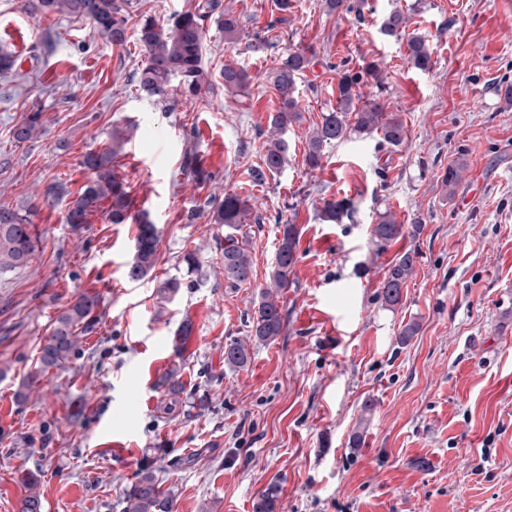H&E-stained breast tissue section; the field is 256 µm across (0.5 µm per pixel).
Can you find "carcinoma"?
Wrapping results in <instances>:
<instances>
[{"label":"carcinoma","mask_w":512,"mask_h":512,"mask_svg":"<svg viewBox=\"0 0 512 512\" xmlns=\"http://www.w3.org/2000/svg\"><path fill=\"white\" fill-rule=\"evenodd\" d=\"M128 0H38L32 7L42 13H55L60 16L89 21L97 33L116 48L128 43ZM213 20L224 31V41L228 44L239 39V21L232 14L220 9L219 0H205L194 10H188L173 18L164 29L155 19L148 17L137 27V40L148 57L145 66L138 72L140 89L160 95L166 92L173 80H178L183 91L193 97L216 92L219 86L226 90H242L250 82L245 69L229 61L220 74L221 83H215L204 69V36L208 21ZM408 17L401 11H393L385 16L381 33L395 37L405 31ZM408 62L414 68L426 72L432 67L431 52L426 41L418 36H410L406 41ZM305 53L288 51L280 58L273 71V85L282 100V107L269 118L270 134L263 146V165L251 172L257 183L265 181V172L278 173L288 164V142L284 135L288 126L301 118L297 112V102L293 97L296 89V76L310 64ZM369 76L377 86L383 85V77L375 66H368L363 73L344 74L337 84L338 97L336 110L322 115L319 124L307 146L306 165L310 169L320 166L323 149L327 145L344 139L351 133H381L383 141L397 147L404 140V124L399 116L385 112L374 103L363 108L353 107L354 99L360 97L358 88L362 76ZM40 113L29 116L28 122L16 128L13 137L24 142L35 132ZM132 136V128L116 129L108 147L91 150L84 154L82 166L91 172V178L81 186L76 199L66 215V222L78 228L86 223L89 212L108 202L103 208L104 219L110 224H124L134 221L138 224L134 249L127 264V277L136 281L147 276L159 260L157 254L158 231L145 214L132 213L129 192L115 172L113 161L124 143ZM211 221L222 224L227 229L224 234L222 260L224 282L230 288H240L251 283L254 275L250 248L253 230L245 224L248 214L247 202L240 195L224 193V199H209ZM347 213L345 201L322 199L319 209L320 219L339 223ZM422 231V224L416 222L405 226L396 222L388 212L380 216L370 234L375 252L387 250L393 242L408 237L411 245L389 264L379 285L378 296L382 305L394 310L402 304L403 289L415 275L421 253L416 244ZM280 238L275 250V262L268 275V281L261 289L259 300L250 316V338L257 345H269L276 341L287 323L281 294L295 286L293 278L299 260L298 245L301 230L295 224L279 225ZM35 250L32 220L26 214L8 208L0 209V275L7 274L25 265ZM98 297L82 294L64 309L56 318L51 333L44 339L40 348V365L44 370L60 365L77 344L78 327H83L93 319L98 308ZM251 346L232 341L224 345V366L230 370L246 367L251 360ZM160 385L165 388L168 401L163 407L167 414L175 410L179 403L178 395L182 388L174 380V374L164 377ZM37 482H29L26 495L18 512H41V498L36 490ZM280 487L271 483L261 493L256 512H276ZM121 512H174L175 495L170 488H163L151 464L142 466L135 474V480L123 491L120 500Z\"/></svg>","instance_id":"obj_1"}]
</instances>
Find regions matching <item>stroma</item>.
I'll return each instance as SVG.
<instances>
[{
	"instance_id": "stroma-1",
	"label": "stroma",
	"mask_w": 512,
	"mask_h": 512,
	"mask_svg": "<svg viewBox=\"0 0 512 512\" xmlns=\"http://www.w3.org/2000/svg\"><path fill=\"white\" fill-rule=\"evenodd\" d=\"M0 0V207L30 212L35 251L0 279V512H18L37 480L42 512H119L143 463L176 496L175 512H254L278 483L277 512H512V11L503 0H367L363 16L293 0L277 24L275 0H220L240 19L227 45L204 32V63L250 75L246 95L220 89L197 99L169 87L139 89L147 58L137 40L117 49L85 20ZM197 0H130L129 30L144 15L163 25ZM432 51L430 71L408 63L403 39L380 32L392 10ZM308 49L296 82L301 118L289 127L288 164L251 185L281 100L270 79L290 49ZM375 65L383 87L361 99L400 116V146L352 134L305 164L323 113L337 105L344 73ZM40 112L36 134L14 130ZM134 134L116 158L134 211L160 232L149 276L127 278L136 223L66 222L90 174L84 153L125 123ZM196 155L205 179L186 173ZM460 168L454 186L444 174ZM65 183L67 195L47 203ZM233 191L265 219L252 238L251 285L226 286L217 244L224 227L199 210ZM346 199L352 219L322 222V199ZM421 221V263L400 308L377 298L386 266L410 244L375 254L382 211ZM298 225L295 288L283 299L286 330L252 350L248 367L224 366V346L248 337L247 318L267 280L278 228ZM195 250L188 273L184 251ZM183 286L171 301L157 287ZM82 294L100 305L75 351L41 371V344ZM417 322L407 344L402 325ZM190 336H179L183 323ZM183 390L162 410L159 381ZM206 399L199 408L198 399ZM373 401L363 414L364 401ZM361 433V447L350 439Z\"/></svg>"
}]
</instances>
